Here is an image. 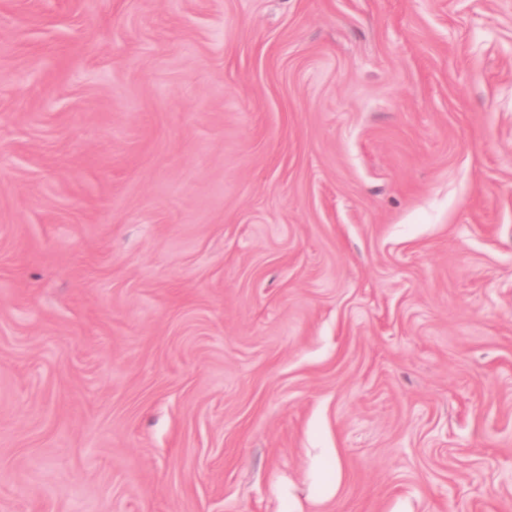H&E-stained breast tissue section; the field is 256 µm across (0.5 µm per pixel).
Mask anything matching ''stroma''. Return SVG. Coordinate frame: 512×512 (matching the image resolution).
I'll list each match as a JSON object with an SVG mask.
<instances>
[{
	"mask_svg": "<svg viewBox=\"0 0 512 512\" xmlns=\"http://www.w3.org/2000/svg\"><path fill=\"white\" fill-rule=\"evenodd\" d=\"M0 512H512V0H0Z\"/></svg>",
	"mask_w": 512,
	"mask_h": 512,
	"instance_id": "1",
	"label": "stroma"
}]
</instances>
